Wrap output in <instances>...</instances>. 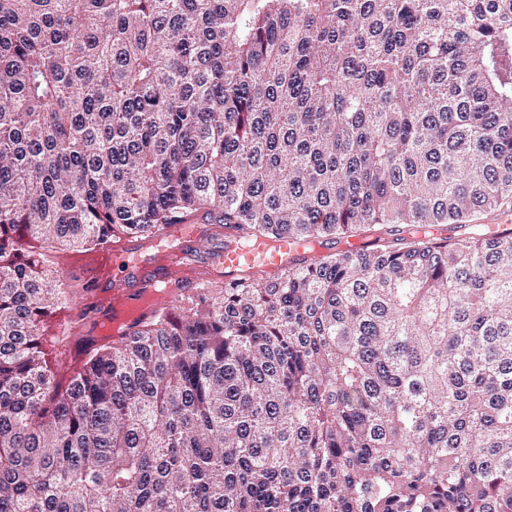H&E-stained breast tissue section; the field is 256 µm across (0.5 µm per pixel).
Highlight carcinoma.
I'll return each instance as SVG.
<instances>
[{"label": "carcinoma", "mask_w": 512, "mask_h": 512, "mask_svg": "<svg viewBox=\"0 0 512 512\" xmlns=\"http://www.w3.org/2000/svg\"><path fill=\"white\" fill-rule=\"evenodd\" d=\"M205 209L374 242L58 380L47 251ZM512 0H0V512H512ZM465 224H489L485 227V236L508 238L512 236V211L503 214L494 212L492 214L481 216V219L469 221ZM511 224V225H510ZM378 228L379 227L376 226L374 229H372V231H366L361 236L349 238L348 240H350V239H355V240H351L348 245L344 246V248L345 249L351 248V249H355V250H362L365 247V243L361 240H356V239L363 238L370 242V241L374 240V238H376L377 236L385 237L386 239L391 241V243L394 246H396L398 248V247H400V243H401L400 238L407 237V235H408V232H406V228H404L403 225L393 227L392 229L394 231L389 232L390 234L379 233V232H383L384 230L376 231V229H378ZM396 229H399V230L396 231Z\"/></svg>", "instance_id": "1"}]
</instances>
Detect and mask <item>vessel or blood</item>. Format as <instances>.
I'll return each instance as SVG.
<instances>
[{"label":"vessel or blood","instance_id":"1","mask_svg":"<svg viewBox=\"0 0 512 512\" xmlns=\"http://www.w3.org/2000/svg\"><path fill=\"white\" fill-rule=\"evenodd\" d=\"M205 225L175 224L146 241L120 239L92 252L98 279L108 284L102 305L111 306L113 321L125 323L150 316L166 295L179 288L208 287L197 254L209 238ZM322 246L305 249L293 239L260 238L244 242L235 227L225 226L224 248L211 258V267L231 275L257 271L277 276L284 268L321 255Z\"/></svg>","mask_w":512,"mask_h":512}]
</instances>
